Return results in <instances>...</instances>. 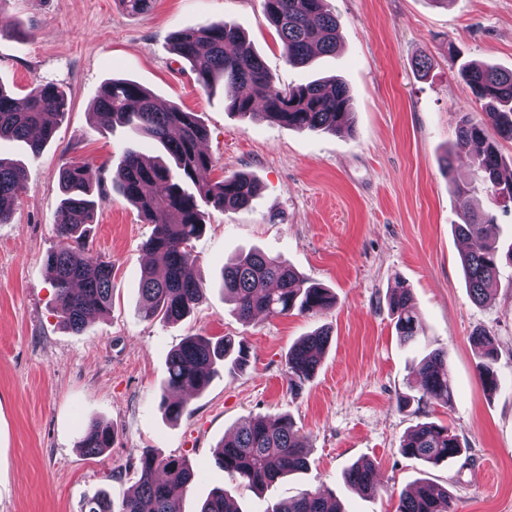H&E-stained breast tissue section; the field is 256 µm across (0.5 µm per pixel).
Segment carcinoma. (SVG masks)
I'll return each mask as SVG.
<instances>
[{
  "instance_id": "1",
  "label": "carcinoma",
  "mask_w": 512,
  "mask_h": 512,
  "mask_svg": "<svg viewBox=\"0 0 512 512\" xmlns=\"http://www.w3.org/2000/svg\"><path fill=\"white\" fill-rule=\"evenodd\" d=\"M264 11L276 27L282 53L291 66L307 65L315 53L336 52L338 19L325 0H263ZM173 51L186 60L195 82L209 91L219 80L249 89L236 97L229 109L242 118L262 117L280 125L312 132L351 129L352 106L347 87L336 80L311 81L281 88L239 28L226 21L175 34ZM461 75L475 102L485 114L475 123L462 115L452 149L441 157L450 189L469 192L454 175L457 155L476 147L474 163L482 173L489 195L512 202V177L502 172L497 138L512 140V70L481 63H466ZM67 108V98L53 82L33 85L20 107L0 88V139L23 140L32 153L40 152L55 131ZM99 122L121 124L138 136L158 144L165 158L153 163L134 150L125 153L112 187L135 206L154 231L145 242L154 266L141 275L144 315L175 322L188 316L203 295L201 284L187 274L196 261L191 243L205 230L202 206L221 212L248 207L258 193L254 178L233 174L219 181L211 178L212 157L203 149L207 130L197 115L177 106L162 105L148 90L132 81L104 84L95 101ZM494 131L497 137L490 136ZM63 194L61 219L56 226L59 244L47 254L63 324L81 332L112 306V262L92 254L87 241L88 225L94 223L97 203L87 167L77 161L61 165L58 174ZM25 168L0 158V223H7L26 186ZM495 217L478 207L462 215L455 234L466 243L461 265L471 299L483 303L498 287L502 261L512 264V245L500 250L490 228ZM224 300L243 322L257 315L286 317L298 312L316 315L331 310L336 296L330 289L298 274L279 255L254 249L224 268ZM389 308L400 341L418 340L421 322L409 288L400 286L389 294ZM329 332L320 329L306 336L286 357L288 387L300 392L315 375ZM482 361L478 376L482 386L494 391L499 385L495 367L497 349L490 332L479 329L470 337ZM249 363L248 346L233 336H189L171 352L167 361L166 387L200 394L225 367L242 371ZM420 398L451 406L454 395L448 371V350L437 348L423 357L416 374ZM114 429L93 424L82 436L80 447L90 456L111 447ZM401 452L414 459L438 463L462 452L459 437L435 422L417 424L406 435ZM216 464L231 477L261 490L278 479L307 469V437L286 416H258L224 437L214 450ZM139 486L120 505L105 496L92 497L84 512H182V498L195 473L184 457L162 458L150 449L137 457ZM346 481L372 495L378 489L375 466L358 462L346 472ZM200 512H241L228 491L217 487ZM272 512H343L334 494L300 493L276 505ZM397 512H452L448 489L420 479L399 496Z\"/></svg>"
}]
</instances>
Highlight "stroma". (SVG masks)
I'll use <instances>...</instances> for the list:
<instances>
[{
  "instance_id": "1",
  "label": "stroma",
  "mask_w": 512,
  "mask_h": 512,
  "mask_svg": "<svg viewBox=\"0 0 512 512\" xmlns=\"http://www.w3.org/2000/svg\"><path fill=\"white\" fill-rule=\"evenodd\" d=\"M339 19L335 54L306 67L286 64L262 0H155L142 14L120 0H0V86L24 100L38 82L56 83L69 109L40 153L0 140V157L22 164L26 188L0 224V512H82L99 492L113 502L137 485L143 449L183 456L195 472L183 512H199L213 488L242 512H269L303 491H329L346 512H396L402 491L421 478L448 488L453 512H512V264L484 303L468 293L453 226L472 203L496 214L493 229L512 245V209L487 195L471 154L455 175L471 183L453 194L439 160L456 139L461 113L484 114L459 75L469 61L512 69V0H327ZM237 24L282 85L320 78L346 84L351 130L292 129L240 119L227 105L235 88L202 91L171 48L175 32L219 21ZM428 58L419 72L420 58ZM111 79L135 82L168 105L196 113L208 131L214 179L253 175L251 206L214 209L194 240L193 278L204 287L179 322L145 318L140 277L154 227L112 189L127 150L159 152L127 128H104L91 112ZM86 163L97 191L91 247L112 263V308L76 333L62 322L44 257L58 239L59 167ZM282 256L336 296L320 315L238 320L224 302L222 271L251 248ZM411 289L422 332L401 344L388 308L397 284ZM329 328L321 365L300 394L288 389L286 357L304 336ZM483 328L496 340L502 382L486 391L470 341ZM239 336L245 372H220L187 398L182 417L160 407L168 355L185 337ZM448 351L453 406L432 400L399 409L420 359ZM288 416L309 441L308 468L258 491L215 463L225 435L256 416ZM448 425L461 456L428 464L400 445L420 422ZM95 422L115 439L87 456L79 442ZM373 462L379 489L363 495L347 468Z\"/></svg>"
}]
</instances>
